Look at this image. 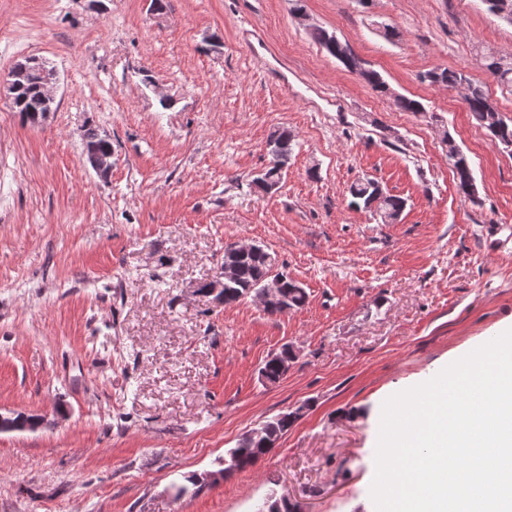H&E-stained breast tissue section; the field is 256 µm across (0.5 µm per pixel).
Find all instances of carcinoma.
<instances>
[{
    "instance_id": "obj_1",
    "label": "carcinoma",
    "mask_w": 512,
    "mask_h": 512,
    "mask_svg": "<svg viewBox=\"0 0 512 512\" xmlns=\"http://www.w3.org/2000/svg\"><path fill=\"white\" fill-rule=\"evenodd\" d=\"M313 40L328 55L343 63L350 71L357 73L373 90L389 94V86L380 74L374 70L361 67L359 59L349 46L339 38L326 36V29L318 26L310 27ZM483 69L504 87L512 88V55L483 56ZM424 79L432 85H443L450 88L459 86L466 90L464 101L468 112L477 124L484 128L491 140L503 147L512 144V120L506 119L497 105L489 96L484 83L473 80L461 69H435L428 71ZM13 111L33 125L42 123L48 115L58 108V103L45 98V90L40 76L33 72L16 80L7 90ZM443 143L448 148V164L450 165L459 190L469 199L475 196V180L467 155L460 149L448 131H443ZM296 146L295 136L285 127L274 129L268 136L267 147L270 155L269 165L265 168L263 177L255 182L257 188L268 192L274 186L280 185L285 169L292 158ZM85 157L94 158L101 164L109 163L112 157V142L101 135L99 131L88 125L83 136ZM351 196L350 206L372 211L378 215L381 223L395 224L404 212L407 202L404 198L385 192L379 183L368 177H362L349 186ZM278 264L275 254L264 248L258 251L239 253L233 260V268L224 278V305L231 306L254 296L260 291L262 278ZM286 294H288L287 309L273 307L265 310L269 315L283 314L287 311L304 307L308 294L298 282L281 273ZM259 378L276 384L283 379V372L278 361V355L267 357L259 368ZM296 418L293 413H280L262 423V437L257 438L251 433L244 434L238 439L236 446L227 451L224 458V470L246 469L270 452L278 441L288 433Z\"/></svg>"
}]
</instances>
